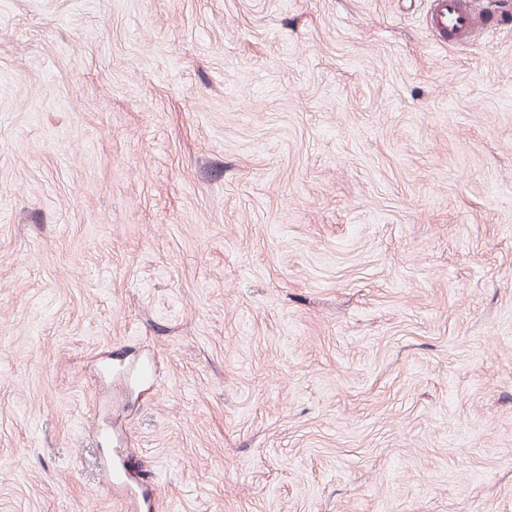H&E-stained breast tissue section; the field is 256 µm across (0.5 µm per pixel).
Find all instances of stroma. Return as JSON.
<instances>
[{"mask_svg":"<svg viewBox=\"0 0 512 512\" xmlns=\"http://www.w3.org/2000/svg\"><path fill=\"white\" fill-rule=\"evenodd\" d=\"M431 5L0 0V512H512V27ZM493 1L433 0L429 15L431 31L439 40L448 44H470L479 34V14L499 17L500 21L505 19ZM104 469L109 485L126 489L131 488L130 482L134 478L132 471L135 469L132 462L106 460Z\"/></svg>","mask_w":512,"mask_h":512,"instance_id":"obj_1","label":"stroma"}]
</instances>
